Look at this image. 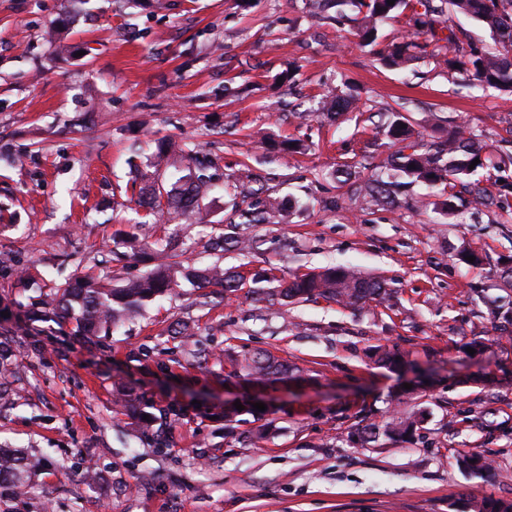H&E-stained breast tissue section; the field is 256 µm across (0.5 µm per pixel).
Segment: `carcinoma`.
Listing matches in <instances>:
<instances>
[{
    "mask_svg": "<svg viewBox=\"0 0 512 512\" xmlns=\"http://www.w3.org/2000/svg\"><path fill=\"white\" fill-rule=\"evenodd\" d=\"M311 16L318 22L334 20L338 23L355 22L357 35L364 48L376 46L378 27L410 11L407 34L403 41L381 53L389 67L404 68L422 57L442 58L450 67L478 87H491L512 92V0H308ZM452 12L471 17L489 28L494 47L487 51L466 50L463 41L453 29L448 34H439L438 25L446 22L445 16ZM331 102L333 110L354 107L359 96L349 92L339 94L329 86L323 94ZM387 138L397 146L383 165V172L370 187L375 202L385 205L396 203L398 194L415 184L430 187L458 182L473 202L485 209L499 208L512 195V183L500 185L493 194L482 186L478 178L480 171L489 167L499 170L512 164V156L503 157L494 164L485 155L481 135L465 128H454L445 136L429 142L418 139L407 119L398 112L386 114L382 124ZM179 150V145L170 139L156 142L155 171L149 183L139 188L142 199L139 206L145 211L147 220L140 226L159 223L166 213L171 220L188 219L199 215L206 208L205 200L213 188L215 168L212 160L200 162L188 173L170 183L164 178L162 166L169 156ZM475 159L480 160L469 168ZM240 195L253 202L244 209H235V218L227 228L236 235L235 242L240 251L251 253L256 242L242 233V228L252 224H286L298 201L277 197L267 193L262 176L247 175L242 183ZM163 262L140 276L129 278L112 287L101 283L95 272L85 273L77 282L57 284L39 295L43 306L42 318L58 325H73L72 334L89 340L108 333L110 328L129 322L139 316L146 306L186 281L195 288H212L214 293L229 298L242 288V276L220 266L188 269L174 256L161 249ZM268 286H262V283ZM260 287L256 292L280 300L286 306L297 300L314 301L320 298L332 300L345 306L363 307L372 301H381L388 295L386 284L376 278L363 275L347 266L335 265L318 271L295 276L288 283H281L274 276L256 280ZM374 363L394 368L408 362L407 354L398 347L378 345L373 349ZM236 376L257 383H267L293 378L296 368L269 353H245L232 364ZM117 404L125 412L138 414L137 430L147 435L150 420L143 419L149 403L143 397L125 388L117 390ZM365 422V441L378 442L379 438L406 440L415 435L421 419L413 410L406 408L393 411L379 420L372 416L362 418ZM479 462L475 467L471 461ZM40 467L39 460L23 450L0 448V488L9 485L20 492L26 478ZM460 467L474 474L491 469L490 463L481 455L472 453L460 457ZM462 512H512V501L504 502L491 497L469 500Z\"/></svg>",
    "mask_w": 512,
    "mask_h": 512,
    "instance_id": "cac0c4a2",
    "label": "carcinoma"
}]
</instances>
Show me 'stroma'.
<instances>
[{"label": "stroma", "instance_id": "obj_1", "mask_svg": "<svg viewBox=\"0 0 512 512\" xmlns=\"http://www.w3.org/2000/svg\"><path fill=\"white\" fill-rule=\"evenodd\" d=\"M62 18L65 54L47 40ZM329 83L358 87V110L293 115ZM390 109L418 132L442 120L512 153V94L427 57L387 68L353 25H315L305 0H0V447L45 463L15 512H454L463 498L512 500V340L483 303L512 310L499 278L512 263V208H475L457 187L446 216L438 203L450 193L422 184L407 192L415 208L377 205L365 187L393 150L379 118ZM162 137L216 164L204 221L151 231L185 265L237 266L249 279L348 265L386 280L391 296L283 307L247 287L224 301L184 283L92 343L26 320L40 290L87 266L109 280L153 267L151 249L129 255L126 239ZM282 140L300 151L277 149ZM250 168L302 209L249 227L248 256L211 251L232 215L224 186ZM464 249L483 264L460 261ZM182 322L196 330L185 344L170 335ZM478 336L492 342L487 355L467 352ZM377 344L409 351L410 368L373 364ZM259 350L300 377L261 392L228 377L233 358ZM120 382L152 403L153 438L116 407ZM409 395L425 416L414 439L361 444L362 417ZM236 400L243 420L228 430L218 413ZM471 452L493 476L459 467Z\"/></svg>", "mask_w": 512, "mask_h": 512}]
</instances>
